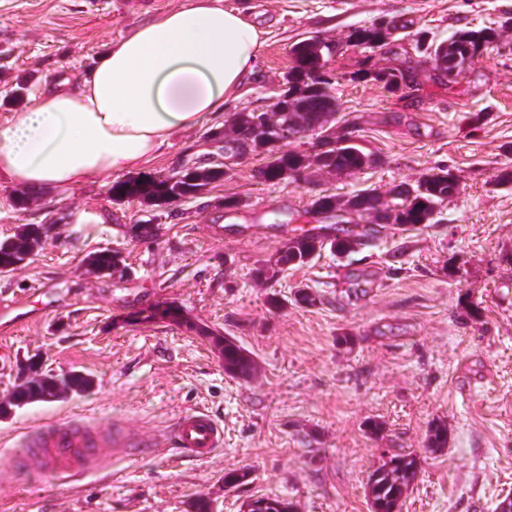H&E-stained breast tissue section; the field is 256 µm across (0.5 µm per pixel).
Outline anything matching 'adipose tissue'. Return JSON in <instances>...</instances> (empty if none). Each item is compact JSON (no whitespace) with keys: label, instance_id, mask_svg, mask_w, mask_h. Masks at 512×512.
I'll list each match as a JSON object with an SVG mask.
<instances>
[{"label":"adipose tissue","instance_id":"1","mask_svg":"<svg viewBox=\"0 0 512 512\" xmlns=\"http://www.w3.org/2000/svg\"><path fill=\"white\" fill-rule=\"evenodd\" d=\"M265 30L222 0H183L109 44L78 85L56 81L0 123V182L78 185L132 171L171 134L239 97Z\"/></svg>","mask_w":512,"mask_h":512}]
</instances>
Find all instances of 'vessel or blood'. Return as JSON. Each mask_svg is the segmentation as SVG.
<instances>
[{"label": "vessel or blood", "instance_id": "obj_1", "mask_svg": "<svg viewBox=\"0 0 512 512\" xmlns=\"http://www.w3.org/2000/svg\"><path fill=\"white\" fill-rule=\"evenodd\" d=\"M170 443L186 455L204 459L224 445V430L207 410L181 415L170 429ZM127 435L98 432L74 420L48 423L29 431L15 453L23 472L46 470L59 483L97 469L113 451L129 446Z\"/></svg>", "mask_w": 512, "mask_h": 512}]
</instances>
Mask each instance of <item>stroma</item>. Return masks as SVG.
<instances>
[{
	"instance_id": "1",
	"label": "stroma",
	"mask_w": 512,
	"mask_h": 512,
	"mask_svg": "<svg viewBox=\"0 0 512 512\" xmlns=\"http://www.w3.org/2000/svg\"><path fill=\"white\" fill-rule=\"evenodd\" d=\"M182 0H0V121L20 111L8 94L53 79L76 80L105 45ZM260 67L228 109L175 131L140 167L171 174L196 161H225L211 139L233 113L266 109L292 64L290 48L317 36L335 42L326 69L338 104L336 136L355 140L375 164L352 174L309 169L298 181L258 175L264 156L228 162L230 178L172 213L139 200L113 203L108 181L33 190L0 182V239L21 224L59 222L57 244L0 275V399L18 382L20 360L43 371L90 375V394L37 402L0 420V512H243L244 501L277 495L297 512H371L366 482L396 453L420 459L401 512H495L512 494V0H263ZM386 20L389 47L350 40ZM494 28L461 76L435 74L425 46L462 30ZM406 68L413 83L386 90L378 74ZM446 167L458 192L430 224L381 228L368 246L330 250L273 281L253 271L304 229L335 237L337 223L362 231L358 216L315 213L323 194L345 199ZM157 225L132 240L135 224ZM121 251L124 279L82 267L91 251ZM314 294V305L294 293ZM283 300L268 306V297ZM163 302L185 324L138 320ZM229 336L256 363L232 377L209 340ZM207 409L224 429L208 459L167 442L175 418ZM77 419L128 430L157 447L117 454L69 484L11 478L2 469L26 433ZM382 424L372 435L371 422ZM448 428L432 452L429 429ZM251 480L225 488L227 471Z\"/></svg>"
}]
</instances>
